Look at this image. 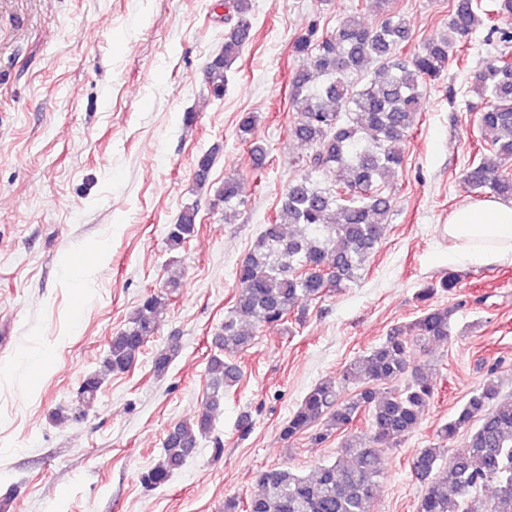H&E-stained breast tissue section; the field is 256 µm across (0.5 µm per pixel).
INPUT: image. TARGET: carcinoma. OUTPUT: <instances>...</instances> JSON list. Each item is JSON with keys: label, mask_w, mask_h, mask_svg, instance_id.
<instances>
[{"label": "carcinoma", "mask_w": 512, "mask_h": 512, "mask_svg": "<svg viewBox=\"0 0 512 512\" xmlns=\"http://www.w3.org/2000/svg\"><path fill=\"white\" fill-rule=\"evenodd\" d=\"M497 19H512V0H492L485 11L476 0H454L448 32L431 36L411 54L404 51L407 22L391 11L374 27L364 26L356 15L330 33L319 32L313 24L293 41L292 55L309 60L291 84L296 116L290 134L310 149L305 173L288 182L276 215L263 225L235 269L236 302L215 336L218 353L207 366V411L173 427L159 461L142 475L146 486L167 484L204 439L212 438L215 454L223 452L221 441L212 437L213 413L224 400V390L241 378L228 356L251 344L254 328L284 324L291 315L303 313L304 304L360 277L389 224L393 198L386 183L402 166L398 144L418 122L428 83L460 57L462 39L478 27L499 31ZM224 23L229 25L224 43L201 71L202 82L218 99L224 97L228 70L253 39L251 0H231ZM501 39L511 42L512 32H501ZM471 92L480 103L481 129L492 136V155L469 166L463 183L474 194L512 202V174L504 169L512 161L509 53H499L475 73ZM257 123L255 113L240 114L237 137L260 154L254 142ZM218 150L215 146L196 159L195 184L200 190L210 186ZM320 171L335 173L334 182L317 181L314 174ZM216 197L226 211L244 204L234 178L224 179ZM197 217L193 204L180 211L167 230L170 248L195 236ZM457 284V276L450 273L439 286L420 289L417 299L427 303L421 315L392 329L378 346L348 364L343 380L362 383L363 388L342 401L336 382L321 381L281 425L283 438L306 434L315 446L345 434L335 461L317 464L311 477L288 468L266 470L259 476V493L242 508L234 497L224 500V512H373L383 447L416 432L435 393L422 368L410 365V353L415 344L430 347L448 341L455 308L429 300L437 290L450 292ZM180 287L179 279L170 277L162 289L141 301L127 326L111 337L103 370L80 384L79 401H94L105 375L133 366L155 334L161 310ZM178 350L173 343L158 352L154 373L164 374ZM395 383L401 387L385 393L376 389ZM362 418L366 429L352 431ZM460 435L462 447H444ZM437 437L438 442L418 449L411 461V473L424 487L418 512H512V398L501 396L495 378L488 377L470 393L440 426ZM489 486L490 497L473 496Z\"/></svg>", "instance_id": "cac0c4a2"}]
</instances>
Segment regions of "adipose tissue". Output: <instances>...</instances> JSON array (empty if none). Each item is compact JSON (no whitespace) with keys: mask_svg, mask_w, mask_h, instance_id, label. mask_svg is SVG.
<instances>
[{"mask_svg":"<svg viewBox=\"0 0 512 512\" xmlns=\"http://www.w3.org/2000/svg\"><path fill=\"white\" fill-rule=\"evenodd\" d=\"M442 232L460 260H512V203L493 196L466 200L449 215Z\"/></svg>","mask_w":512,"mask_h":512,"instance_id":"adipose-tissue-1","label":"adipose tissue"}]
</instances>
